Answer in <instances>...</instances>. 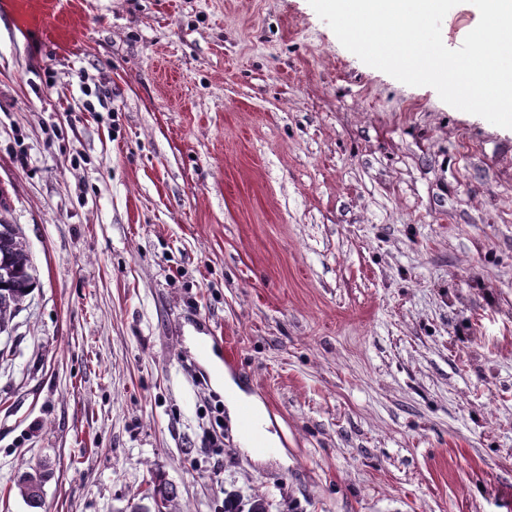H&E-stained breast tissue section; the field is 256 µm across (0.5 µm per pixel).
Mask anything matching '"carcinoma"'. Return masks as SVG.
Instances as JSON below:
<instances>
[{
	"label": "carcinoma",
	"instance_id": "1",
	"mask_svg": "<svg viewBox=\"0 0 512 512\" xmlns=\"http://www.w3.org/2000/svg\"><path fill=\"white\" fill-rule=\"evenodd\" d=\"M34 268L27 243L17 225L12 233L0 235V333H6L34 288ZM51 477L47 470L22 473L15 484L17 494L31 512H42L44 487ZM157 512H164L177 499L176 488L161 476H155L150 488Z\"/></svg>",
	"mask_w": 512,
	"mask_h": 512
}]
</instances>
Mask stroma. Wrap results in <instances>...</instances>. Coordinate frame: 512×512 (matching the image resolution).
<instances>
[{
    "mask_svg": "<svg viewBox=\"0 0 512 512\" xmlns=\"http://www.w3.org/2000/svg\"><path fill=\"white\" fill-rule=\"evenodd\" d=\"M0 203L37 279L0 512L43 467L45 512H133L158 471L184 512H512V129L308 0H0Z\"/></svg>",
    "mask_w": 512,
    "mask_h": 512,
    "instance_id": "obj_1",
    "label": "stroma"
}]
</instances>
